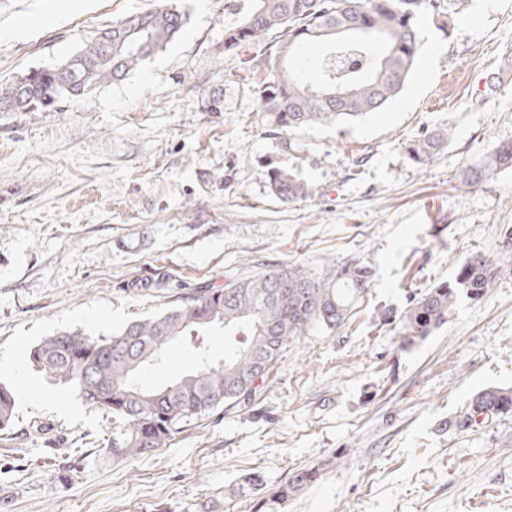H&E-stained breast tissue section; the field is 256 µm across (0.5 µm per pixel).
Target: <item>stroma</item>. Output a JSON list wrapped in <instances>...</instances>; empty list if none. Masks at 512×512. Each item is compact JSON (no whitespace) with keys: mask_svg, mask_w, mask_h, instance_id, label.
Returning a JSON list of instances; mask_svg holds the SVG:
<instances>
[{"mask_svg":"<svg viewBox=\"0 0 512 512\" xmlns=\"http://www.w3.org/2000/svg\"><path fill=\"white\" fill-rule=\"evenodd\" d=\"M163 3L186 25L124 80L0 112V384L16 394L0 512H205L216 499L252 512L246 474L272 488L312 467L319 479L279 512H512V416L464 422L476 393L512 386V168L465 178L512 143V0H469L447 37L422 20L417 64L384 109L287 134L262 114L243 53L224 49L248 0H0V80ZM213 96L223 111H204ZM440 131L448 144L413 163L408 144ZM274 164L313 195L274 196ZM476 254L495 282L459 295L443 328L410 345L383 323ZM344 261L373 269L347 324L292 342L250 408L132 461L99 447L111 418L29 361L55 332L106 336L231 276Z\"/></svg>","mask_w":512,"mask_h":512,"instance_id":"1","label":"stroma"}]
</instances>
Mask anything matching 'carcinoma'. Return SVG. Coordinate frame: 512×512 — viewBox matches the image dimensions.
I'll list each match as a JSON object with an SVG mask.
<instances>
[{"instance_id": "obj_1", "label": "carcinoma", "mask_w": 512, "mask_h": 512, "mask_svg": "<svg viewBox=\"0 0 512 512\" xmlns=\"http://www.w3.org/2000/svg\"><path fill=\"white\" fill-rule=\"evenodd\" d=\"M465 8L466 0H250L241 18L224 27V51L257 49L247 60L255 71L272 63L253 91L276 129L353 121L383 108L403 90L422 44L420 19L431 18L447 37ZM184 25L183 15L166 5L131 16L112 26V47L96 36L57 65L1 81L0 107L46 110L64 97L121 80L172 43ZM348 27L352 31L340 42L329 34ZM312 41L328 45L318 61L316 82L291 66L292 57ZM338 83L352 88L343 103L323 95V86ZM450 136L432 133L409 144V159L428 165ZM505 168H512V144L486 153L471 170L470 181L488 180ZM270 188L285 203L313 193L308 182L283 166L270 168ZM497 273L488 258H470L454 283L427 289L394 316L398 332L410 344L432 335L448 322L458 291L481 298ZM372 276L370 267L354 262L321 270L278 266L230 279L222 288H199L106 337L80 330L53 334L31 349L29 360L51 381L74 388L85 404L112 415L115 426L105 448L115 460H132L166 447L191 423L220 409L254 404L275 384L277 366L291 342L310 331L336 332L350 319ZM279 281L287 286L276 287ZM216 330L224 331L222 359L207 348L206 338ZM178 343L193 347L197 366L160 386H139L138 374L160 364ZM15 403L14 392L0 385V432L11 430ZM511 413L512 387H490L474 396L467 419ZM319 476L317 468L303 469L268 492L260 477L250 473L233 493L250 490L256 495L254 512H277Z\"/></svg>"}]
</instances>
